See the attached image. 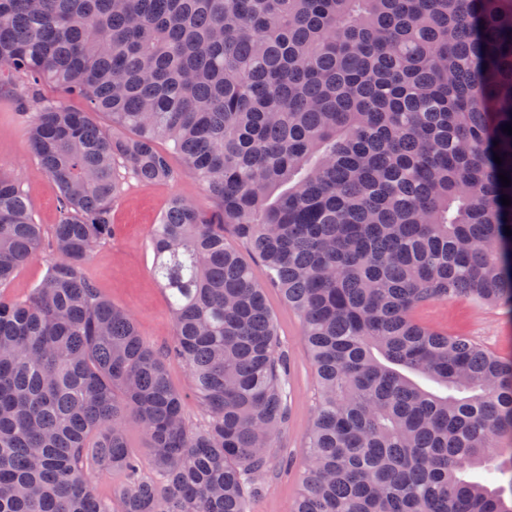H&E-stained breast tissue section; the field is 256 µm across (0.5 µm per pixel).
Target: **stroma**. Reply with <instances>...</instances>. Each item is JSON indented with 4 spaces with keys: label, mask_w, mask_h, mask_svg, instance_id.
<instances>
[{
    "label": "stroma",
    "mask_w": 512,
    "mask_h": 512,
    "mask_svg": "<svg viewBox=\"0 0 512 512\" xmlns=\"http://www.w3.org/2000/svg\"><path fill=\"white\" fill-rule=\"evenodd\" d=\"M9 89L0 91V169L15 176L28 190L33 214L44 228L56 224L58 188L38 163L26 132L25 115L33 111ZM171 162L180 177L173 183L140 184L123 187L112 210L116 234L99 247L85 263L86 275L112 304L131 313L139 330L159 350L174 345L168 299L152 274L151 231L173 196H181L203 208L212 202L200 179L179 156ZM280 346L288 356V423L277 443L284 461L277 476L255 497L251 512H292L300 491V477L306 463L308 432L317 399V379L312 359L301 334L298 314L277 289L266 291ZM425 325L454 335L471 337L488 350L512 359V303L479 305L458 298L429 304L416 313Z\"/></svg>",
    "instance_id": "35a3bbf8"
}]
</instances>
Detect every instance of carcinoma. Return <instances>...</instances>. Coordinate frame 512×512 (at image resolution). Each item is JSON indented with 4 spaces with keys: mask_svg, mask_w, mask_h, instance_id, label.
I'll return each instance as SVG.
<instances>
[{
    "mask_svg": "<svg viewBox=\"0 0 512 512\" xmlns=\"http://www.w3.org/2000/svg\"><path fill=\"white\" fill-rule=\"evenodd\" d=\"M3 84L60 196L46 276L0 293V512H247L290 411L269 287L317 376L293 512H512V482L470 477L512 471V361L414 316L512 301V0H0ZM159 139L213 201L173 197L151 233L200 426L84 273L123 185L178 179ZM44 237L0 170V287ZM93 469L129 483L100 498ZM127 438L130 449L141 461V475L151 476L152 469L149 450L146 448L140 428L133 421L127 423Z\"/></svg>",
    "mask_w": 512,
    "mask_h": 512,
    "instance_id": "cac0c4a2",
    "label": "carcinoma"
}]
</instances>
